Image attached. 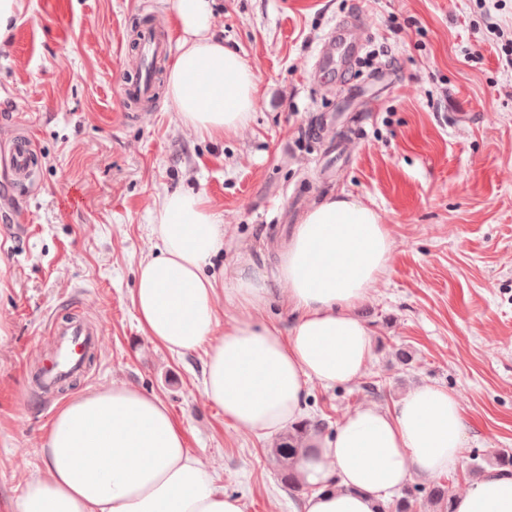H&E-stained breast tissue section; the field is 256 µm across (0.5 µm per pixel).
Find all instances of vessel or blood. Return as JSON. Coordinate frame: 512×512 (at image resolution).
<instances>
[{
	"mask_svg": "<svg viewBox=\"0 0 512 512\" xmlns=\"http://www.w3.org/2000/svg\"><path fill=\"white\" fill-rule=\"evenodd\" d=\"M139 56L145 61L161 60L168 46V40L151 24L144 25L138 32ZM329 49L320 53L318 65L321 69L332 70L337 58L354 57L356 50L347 42L342 30H334L330 36ZM154 85L145 70H138L133 80L125 82L120 97L127 106L130 116H137L138 107L153 94ZM35 158L33 144L27 138H18L8 158V165L17 181H24ZM69 315L62 321L51 324L56 338L54 349L44 355L40 366L44 393L51 394L57 387L69 384L84 375L89 354L98 352L103 345V326L92 323L80 316L81 305L72 301L68 304Z\"/></svg>",
	"mask_w": 512,
	"mask_h": 512,
	"instance_id": "b4317fda",
	"label": "vessel or blood"
}]
</instances>
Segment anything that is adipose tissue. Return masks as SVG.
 Listing matches in <instances>:
<instances>
[{
  "label": "adipose tissue",
  "instance_id": "adipose-tissue-1",
  "mask_svg": "<svg viewBox=\"0 0 512 512\" xmlns=\"http://www.w3.org/2000/svg\"><path fill=\"white\" fill-rule=\"evenodd\" d=\"M177 53L165 96L180 123L211 140L238 132L254 110V71L215 33L211 0H171ZM149 255L132 303L156 345L180 356L205 349L202 391L237 427L272 434L293 424L310 382L360 379L372 357L355 315L383 276L393 236L357 199L330 197L294 228L278 265L289 331L257 324L249 311L271 295L268 278L240 269L234 288L208 272L224 226L200 192L175 191L153 207ZM242 312L224 322L222 297ZM464 418L448 389L420 385L392 408L358 407L326 441L299 456L310 489L304 512H377L412 476H432L463 457ZM45 468L0 512H243L186 446L182 428L155 395L125 384L76 393L55 415L42 448ZM454 512H512V470L491 469L452 499Z\"/></svg>",
  "mask_w": 512,
  "mask_h": 512
}]
</instances>
